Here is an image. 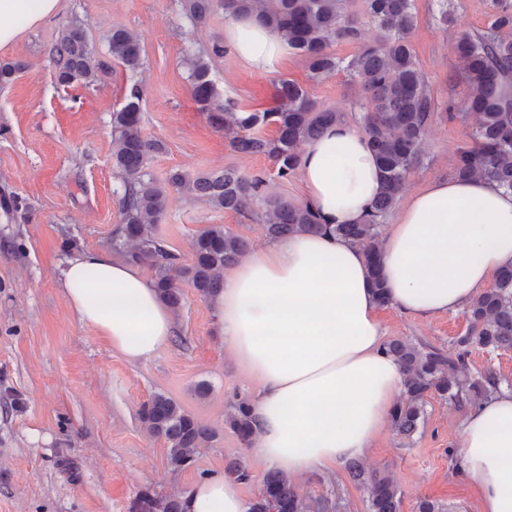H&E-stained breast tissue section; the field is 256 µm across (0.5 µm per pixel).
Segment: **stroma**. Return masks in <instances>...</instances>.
<instances>
[{
    "mask_svg": "<svg viewBox=\"0 0 512 512\" xmlns=\"http://www.w3.org/2000/svg\"><path fill=\"white\" fill-rule=\"evenodd\" d=\"M414 5L410 46L437 108L422 144L423 163L398 198L402 204L431 180L452 177L458 150L472 141V121L448 117L447 103L464 96L462 85L448 77L458 33L486 30L494 11L492 0H453L459 25L450 29L438 22L435 0ZM74 21L100 54L112 28L138 34L140 69L132 73L116 63L96 85H59L49 49ZM225 23L218 9L206 23L193 24L178 0H62L56 16L0 50V61L28 65L0 88V512H131L142 489L180 498L197 480L236 460L253 475L241 487L243 497L253 500L261 490L268 464L224 423L229 404L253 400L258 385L225 348L210 300L181 283L175 337L152 360L132 363L78 319L61 289L66 261L79 252L111 250L122 222L112 114L125 104L131 86L142 90V136L165 145L146 168L161 185L173 169L195 175L234 168L264 173L271 191L303 201L299 177L281 180L266 156L233 151L207 123L191 97L184 63L194 53L210 54L212 79L241 110L273 107L279 81L288 79L356 122L359 91L345 72L312 79L295 52L266 75L248 71L231 54L211 55L213 44L224 40ZM167 193L158 228L180 264L192 263L196 236L214 224L253 248L267 240L261 222L172 187ZM379 319L386 339L450 352L466 331L468 313L421 319L390 305L380 308ZM157 394L173 398L216 433L184 470L168 466L164 440L149 434L139 418ZM425 410L413 438L385 425L363 468L399 487L401 512H416L423 499L443 504L445 512H478L458 473V420L466 405L432 394ZM294 485L310 505L330 498L337 512H368L367 492L348 480L345 467L306 475Z\"/></svg>",
    "mask_w": 512,
    "mask_h": 512,
    "instance_id": "stroma-1",
    "label": "stroma"
}]
</instances>
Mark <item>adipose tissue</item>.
<instances>
[{
	"label": "adipose tissue",
	"mask_w": 512,
	"mask_h": 512,
	"mask_svg": "<svg viewBox=\"0 0 512 512\" xmlns=\"http://www.w3.org/2000/svg\"><path fill=\"white\" fill-rule=\"evenodd\" d=\"M60 0H0V49L56 15ZM224 39L249 70L275 72L287 41L250 14H228ZM305 201L326 224L360 223L382 173L361 131L341 122L306 143L298 168ZM512 268V191L482 179H436L400 210L385 238L381 275L400 312L453 313ZM79 320L133 362L175 334L173 312L140 271L87 251L62 271ZM227 350L259 390L251 404L255 452L289 479L364 459L403 391L384 349L364 253L330 234L268 240L224 272L213 301ZM458 470L479 512H512V389L459 421ZM184 512H248L238 485L213 473L183 498Z\"/></svg>",
	"instance_id": "ef3b65f1"
}]
</instances>
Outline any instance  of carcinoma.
I'll return each mask as SVG.
<instances>
[{
    "mask_svg": "<svg viewBox=\"0 0 512 512\" xmlns=\"http://www.w3.org/2000/svg\"><path fill=\"white\" fill-rule=\"evenodd\" d=\"M364 13L377 23L379 36L350 58L330 50L336 39L357 40L359 18L348 11V0H180L183 13L195 24L204 23L219 7L235 13H255L300 53L315 79L342 70L362 92L359 128L383 173V188L359 224H322L305 204H296L268 191L260 174H246L233 168L195 176L182 171L169 173L167 183L182 193L206 199L218 209L243 216L259 215L270 239L296 232L330 233L359 245L381 307L390 305L380 276L384 246L382 224L401 192L408 174L421 160L425 137L436 104L422 78L409 37L414 28L413 0H363ZM488 29L480 34L462 32L455 43L457 68L451 79L461 80L469 89L463 111L448 102V117L474 120L470 145L459 151L454 177L467 180L483 177L498 187L512 190V97L505 86L512 79V0H494ZM107 54L99 56L89 43L85 29L71 23L62 29L50 54L58 65L62 85L74 82L94 85L109 73L111 61L136 71L143 65L138 35L121 27L106 36ZM191 95L208 123L224 132L232 150L264 155L275 165L277 176L287 180L300 163L298 147L318 137L344 114L317 104L299 84L279 82L276 105L262 112H244L218 91L210 66L200 55L187 58ZM26 69L20 60L0 62V86L14 81ZM141 95L132 86L126 103L112 113V161L122 180V225L112 239V250L132 264H146L153 272V286L162 302L176 309L183 293L178 282L187 281L204 298H214L223 288L224 270L235 265L249 250L238 235L212 225L194 242L193 263L179 265L158 233L167 191L147 177L150 158L163 145L140 133ZM273 124L277 135L266 138L256 132ZM468 328L456 340L455 351L426 349L410 341L394 339L385 343L386 352L399 364L403 396L391 414L398 435L411 438L425 421L424 397L436 392L460 403L475 401L498 388L492 373L477 377L468 371L469 347L490 350L512 349V269L503 271L492 287L476 296L468 309ZM148 432L164 439L168 464L174 471L189 466L198 448L212 441L215 433L189 415L175 400L155 395L140 411ZM225 424L243 441L253 438L250 403L245 399L230 406ZM351 480L368 492L370 512H400L401 493L386 476L368 473L357 462L347 466ZM224 476L247 484L253 475L237 462ZM133 512H183L176 498H162L150 491L138 494ZM249 512H306V504L293 482L271 470L262 479L260 495L250 503Z\"/></svg>",
    "mask_w": 512,
    "mask_h": 512,
    "instance_id": "1",
    "label": "carcinoma"
}]
</instances>
